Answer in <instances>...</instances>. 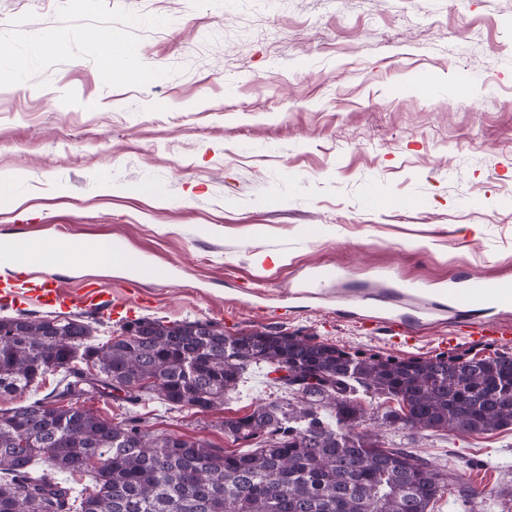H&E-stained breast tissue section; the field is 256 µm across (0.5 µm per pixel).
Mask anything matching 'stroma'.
Returning a JSON list of instances; mask_svg holds the SVG:
<instances>
[{"label":"stroma","mask_w":512,"mask_h":512,"mask_svg":"<svg viewBox=\"0 0 512 512\" xmlns=\"http://www.w3.org/2000/svg\"><path fill=\"white\" fill-rule=\"evenodd\" d=\"M107 23L136 48L113 69L149 81L105 73ZM0 43L23 63L0 78V250L105 240L143 264L51 267L126 303L95 340L200 319L353 353H512V335L467 336L468 313L390 324L460 274L512 278V0H0ZM278 395L254 367L204 413L83 405L241 451L221 421ZM380 431L447 472L432 512H512V426Z\"/></svg>","instance_id":"obj_1"}]
</instances>
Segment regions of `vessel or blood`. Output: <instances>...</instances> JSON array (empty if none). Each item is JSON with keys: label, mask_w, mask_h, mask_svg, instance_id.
Wrapping results in <instances>:
<instances>
[{"label": "vessel or blood", "mask_w": 512, "mask_h": 512, "mask_svg": "<svg viewBox=\"0 0 512 512\" xmlns=\"http://www.w3.org/2000/svg\"><path fill=\"white\" fill-rule=\"evenodd\" d=\"M12 257L16 264L28 269L29 277L19 283L1 282L0 299L10 302H35L43 306L64 307L69 304L68 292L44 271L49 263H67V254L51 248L38 250L17 245L12 249ZM491 304L512 307V280L465 275L448 287L450 310L464 313Z\"/></svg>", "instance_id": "b4317fda"}]
</instances>
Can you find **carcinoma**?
<instances>
[{
    "instance_id": "1",
    "label": "carcinoma",
    "mask_w": 512,
    "mask_h": 512,
    "mask_svg": "<svg viewBox=\"0 0 512 512\" xmlns=\"http://www.w3.org/2000/svg\"><path fill=\"white\" fill-rule=\"evenodd\" d=\"M78 319L0 317V399L60 372L57 400L0 408V512H430L448 474L377 434L355 432L356 392L393 396L380 426L483 433L512 425V354L431 358L351 354L283 331L237 336L210 321L141 318L103 343ZM284 369L283 397L222 422L228 452L156 434L136 416L114 424L66 398L106 394L135 406L150 395L202 412L224 404L245 371ZM316 379L297 399L289 385ZM86 477L75 494L35 469Z\"/></svg>"
}]
</instances>
